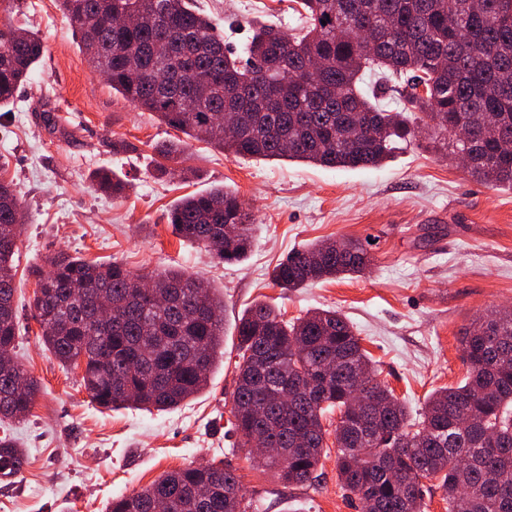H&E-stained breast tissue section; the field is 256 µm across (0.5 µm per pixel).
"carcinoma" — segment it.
<instances>
[{"label":"carcinoma","instance_id":"obj_1","mask_svg":"<svg viewBox=\"0 0 512 512\" xmlns=\"http://www.w3.org/2000/svg\"><path fill=\"white\" fill-rule=\"evenodd\" d=\"M80 34L92 67L113 91L152 112L186 139L158 143L167 162L187 140L233 156L299 160L327 168H376L400 143L433 133L451 154L467 155L472 176L512 188V0H300L304 25L294 33L255 25L243 56L230 53L213 23L188 0H57ZM137 12L138 25L117 28V15ZM46 47L33 30L0 28V107L28 81ZM321 63L303 76L308 60ZM376 69L400 88L403 107L390 111L360 87ZM468 127L466 141L453 129ZM97 188L114 197L125 185L107 170ZM22 205L0 179V226ZM168 223L184 242L222 263L239 262L254 243L252 216L224 188L181 198ZM371 242L327 239L288 255L272 271L276 286L293 290L345 275L371 263ZM16 243L0 239V357H12L19 327L14 304ZM35 272L33 318L43 344L64 366L84 364L91 401L173 409L199 394L224 358L223 318L198 312V301L219 313L224 302L210 283L179 270L150 275L123 265L73 257L63 250ZM111 316L95 319L99 299ZM237 381L233 426L250 445L255 414L263 419L265 465L285 485L315 480L334 435L341 488L362 512H420L426 485L438 480L448 512H512V312L494 310L463 328L464 381L429 395L413 418L378 380L379 369L353 326L335 310L314 311L290 324L266 303L245 310L235 326ZM338 361L336 374H322ZM15 371L0 367V480L19 476L27 456L11 434L31 413L39 382L13 389ZM316 379L297 403L281 385ZM348 419L325 429L328 410ZM235 512L245 501L233 470L214 464L169 471L149 486L113 499L106 512Z\"/></svg>","mask_w":512,"mask_h":512}]
</instances>
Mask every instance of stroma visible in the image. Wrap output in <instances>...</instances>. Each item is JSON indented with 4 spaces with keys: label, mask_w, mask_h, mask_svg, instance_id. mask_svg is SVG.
I'll return each mask as SVG.
<instances>
[{
    "label": "stroma",
    "mask_w": 512,
    "mask_h": 512,
    "mask_svg": "<svg viewBox=\"0 0 512 512\" xmlns=\"http://www.w3.org/2000/svg\"><path fill=\"white\" fill-rule=\"evenodd\" d=\"M195 7L233 46L246 40L251 22L284 30L301 22L293 0H196ZM8 20L36 30L46 46L31 80L0 108V177L12 181L27 215L15 256L16 359L41 391L15 427L28 464L13 482L0 481V512H105L112 498L164 472L211 463L238 475L249 512H361L340 488L336 446H328L313 483L290 486L253 449L235 447V322L257 302L288 321L336 310L378 361L380 380L419 413L431 391L465 378L462 328L512 307V189L480 182L424 140L380 168L355 170L227 156L192 140L176 162L191 177L160 175L152 146L178 130L112 91L56 0H22L19 12L0 10V24ZM99 169L127 183L124 197L96 189ZM215 186L236 191L253 215L254 245L243 262L216 263L168 222L179 199ZM340 238L372 239L364 274L295 291L272 284L288 254ZM61 249L140 274L178 268L208 278L224 298V360L207 388L163 412L93 403L81 368L59 364L31 317L33 270Z\"/></svg>",
    "instance_id": "obj_1"
}]
</instances>
